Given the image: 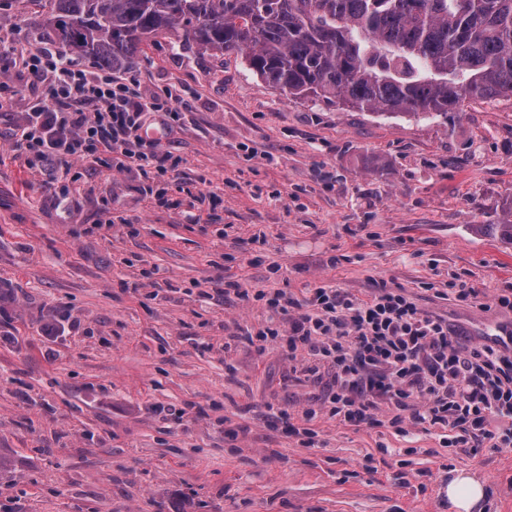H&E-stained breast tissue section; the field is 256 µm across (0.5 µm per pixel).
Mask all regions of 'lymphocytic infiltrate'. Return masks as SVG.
Segmentation results:
<instances>
[{"label": "lymphocytic infiltrate", "instance_id": "1", "mask_svg": "<svg viewBox=\"0 0 512 512\" xmlns=\"http://www.w3.org/2000/svg\"><path fill=\"white\" fill-rule=\"evenodd\" d=\"M6 60L29 79L33 103L14 133L20 154L61 163L107 152L117 171L173 168L170 151L142 136L148 116L170 127L188 103L183 92L143 93L111 72L86 71L51 46H0ZM273 315L247 334L257 349L285 341L288 359L303 380L328 368L318 408L348 426L382 425L449 430L448 447L484 443L512 446V351L465 345L463 332L421 310L402 288L377 285L367 299L318 286L304 301L284 292H258ZM389 419H382V412Z\"/></svg>", "mask_w": 512, "mask_h": 512}]
</instances>
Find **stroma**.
I'll return each instance as SVG.
<instances>
[{"mask_svg":"<svg viewBox=\"0 0 512 512\" xmlns=\"http://www.w3.org/2000/svg\"><path fill=\"white\" fill-rule=\"evenodd\" d=\"M39 0H0V37L34 46ZM143 91L184 85L166 175L107 157L25 160L27 79L0 109V512H448L449 473L512 512V447L448 448L444 432L305 421L320 384L281 347L259 352L258 291L405 289L468 327L512 289V100L448 117L288 97L246 54L150 39L122 70ZM466 281L482 292L447 299ZM236 283L241 295L225 294ZM277 401L315 447L266 418Z\"/></svg>","mask_w":512,"mask_h":512,"instance_id":"stroma-1","label":"stroma"}]
</instances>
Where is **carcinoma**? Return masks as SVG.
<instances>
[{
    "label": "carcinoma",
    "mask_w": 512,
    "mask_h": 512,
    "mask_svg": "<svg viewBox=\"0 0 512 512\" xmlns=\"http://www.w3.org/2000/svg\"><path fill=\"white\" fill-rule=\"evenodd\" d=\"M63 52L119 69L151 38L245 51L296 99L413 117L512 99V0H47Z\"/></svg>",
    "instance_id": "carcinoma-1"
}]
</instances>
